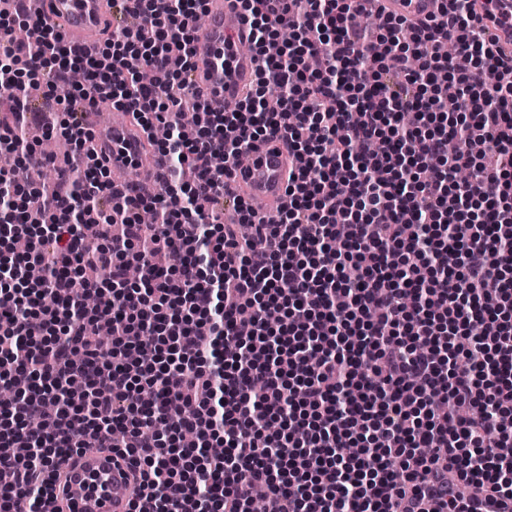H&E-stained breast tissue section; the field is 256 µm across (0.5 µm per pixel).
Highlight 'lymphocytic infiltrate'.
Here are the masks:
<instances>
[{"label": "lymphocytic infiltrate", "instance_id": "1", "mask_svg": "<svg viewBox=\"0 0 512 512\" xmlns=\"http://www.w3.org/2000/svg\"><path fill=\"white\" fill-rule=\"evenodd\" d=\"M24 2L0 16V88L20 101L29 75L85 82L56 180L31 189L0 169V239L28 242L0 267V384L29 381L0 406V512H46L51 475L92 444L129 461V512H249L259 486L266 512L512 500V427L499 425L512 415V58L486 40L476 0L367 31L352 23L359 0H277L278 18L270 0H240L259 68L231 112L208 111L189 82L206 0H112L119 24L92 53ZM18 24L35 49L13 42ZM272 87L276 112L262 106ZM102 98L144 131L169 125L156 197L95 163L75 108ZM272 134L298 166L266 220L225 179ZM459 166L470 185L453 181ZM150 207L156 223H141ZM109 220L122 234L89 247L82 226ZM90 250L105 280L83 277ZM132 264L142 284H128ZM215 443L223 455H205Z\"/></svg>", "mask_w": 512, "mask_h": 512}]
</instances>
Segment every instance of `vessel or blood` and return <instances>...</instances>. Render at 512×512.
<instances>
[{
  "mask_svg": "<svg viewBox=\"0 0 512 512\" xmlns=\"http://www.w3.org/2000/svg\"><path fill=\"white\" fill-rule=\"evenodd\" d=\"M444 0H385L386 12L408 19L440 16ZM496 48L512 55V0H477ZM39 17L74 44L100 46L112 35L111 0H40ZM250 25L238 0H209L207 21L194 33L193 79L210 109L244 97L256 78L258 62L246 53ZM96 151L109 171L135 167L156 173L160 156L139 127L121 121L90 122ZM291 157L281 136L253 143L246 165L234 167L230 188L255 211L276 213L286 199ZM133 479L125 463L107 448H88L61 466L47 501L48 512H128Z\"/></svg>",
  "mask_w": 512,
  "mask_h": 512,
  "instance_id": "obj_1",
  "label": "vessel or blood"
}]
</instances>
